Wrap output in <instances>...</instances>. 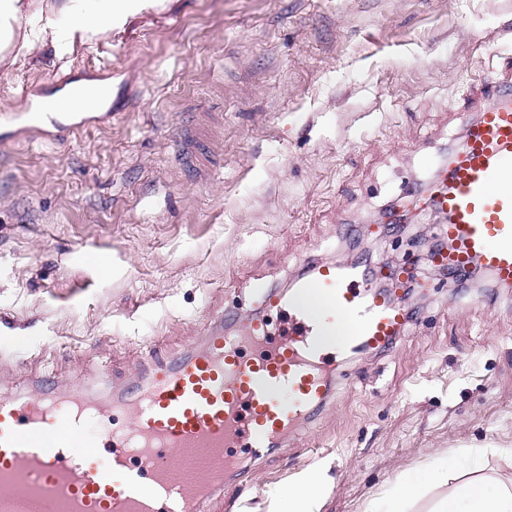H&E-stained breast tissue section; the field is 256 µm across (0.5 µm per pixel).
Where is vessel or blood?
<instances>
[{
    "mask_svg": "<svg viewBox=\"0 0 512 512\" xmlns=\"http://www.w3.org/2000/svg\"><path fill=\"white\" fill-rule=\"evenodd\" d=\"M477 117L432 206L441 268L480 264L512 286V85L475 97ZM38 99L16 131L65 143L111 121ZM259 313H213L201 345L168 362L137 360L107 396L101 375L73 373L69 391L39 377L0 398V512H203L229 482L285 446L332 396L331 356L386 351L403 335V308L376 297L363 274L310 260L288 291L257 281ZM287 314L272 339L264 311ZM355 321L344 335V317Z\"/></svg>",
    "mask_w": 512,
    "mask_h": 512,
    "instance_id": "obj_1",
    "label": "vessel or blood"
}]
</instances>
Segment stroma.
Segmentation results:
<instances>
[{"instance_id":"35a3bbf8","label":"stroma","mask_w":512,"mask_h":512,"mask_svg":"<svg viewBox=\"0 0 512 512\" xmlns=\"http://www.w3.org/2000/svg\"><path fill=\"white\" fill-rule=\"evenodd\" d=\"M93 68L117 116L63 146L0 148V394L106 366L140 341L186 350L245 281L288 289L306 257L404 270L417 290L385 353L339 356L334 394L210 512H270L321 480L319 512H366L437 455L512 477V288L430 261L423 199L512 72V0H166L122 28L0 62V114ZM219 112L212 165L184 168L182 119Z\"/></svg>"}]
</instances>
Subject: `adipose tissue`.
Segmentation results:
<instances>
[{
	"mask_svg": "<svg viewBox=\"0 0 512 512\" xmlns=\"http://www.w3.org/2000/svg\"><path fill=\"white\" fill-rule=\"evenodd\" d=\"M162 0H0V53L23 58L34 37L54 44L76 39L90 41L121 28L134 14L153 9ZM36 16L38 34L23 29L25 15ZM458 469L456 459L440 456L424 469L398 482L393 493L374 504L369 512H407V505L421 491L448 483V475ZM449 484V483H448ZM452 486V485H451ZM433 512H512V485L502 480L471 477L452 486L437 500Z\"/></svg>",
	"mask_w": 512,
	"mask_h": 512,
	"instance_id": "obj_1",
	"label": "adipose tissue"
}]
</instances>
